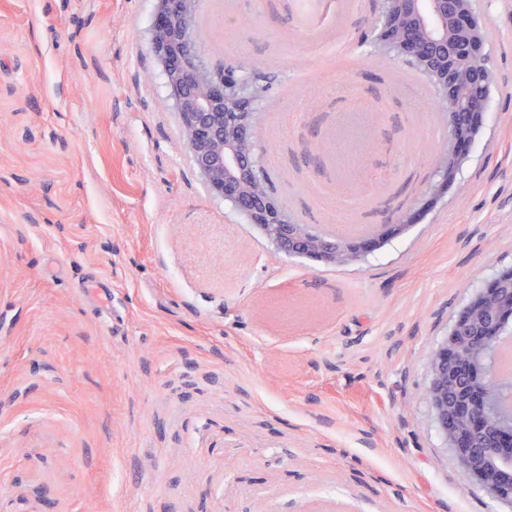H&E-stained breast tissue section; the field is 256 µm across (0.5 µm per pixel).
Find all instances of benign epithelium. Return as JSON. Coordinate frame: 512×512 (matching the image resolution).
Listing matches in <instances>:
<instances>
[{
    "label": "benign epithelium",
    "mask_w": 512,
    "mask_h": 512,
    "mask_svg": "<svg viewBox=\"0 0 512 512\" xmlns=\"http://www.w3.org/2000/svg\"><path fill=\"white\" fill-rule=\"evenodd\" d=\"M200 0H158L150 32L178 116L183 141L208 191L224 199L246 223L256 225L276 249L288 256L327 264H354L403 234L416 223L420 210H408L390 224H375L371 235L361 238L309 237L311 227L300 223L267 188L254 190L260 182V165L250 160L242 165L241 155L258 137L253 104L263 87L253 81L256 66L226 68L217 75L199 52ZM378 48L396 59L418 67L433 83L448 117L444 148L432 155L437 180L425 190V205L435 203L455 183L470 142L478 135L481 122L462 131L456 128V113L484 112V102L471 97L463 85V73L472 65L480 67L478 77L490 87L492 71L486 52L485 29L476 18L474 0H384L378 23ZM508 287L512 295V272L499 271L469 298L463 315L455 318L446 340L431 359V380L426 391L435 423L448 439L463 472L495 500L512 506V489L487 477L502 468L512 469V457L498 452L501 431L512 430V396L476 398L467 404L475 432L482 420L500 433L488 448H473L464 438L448 430V417L458 411L448 394L455 384L456 358L461 339L466 337L468 316L483 309ZM512 334V312L492 316L488 332L470 336L481 357L471 361L469 375H493L512 383V373L496 370L498 351L504 337Z\"/></svg>",
    "instance_id": "benign-epithelium-1"
}]
</instances>
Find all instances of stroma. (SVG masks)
<instances>
[{"label":"stroma","mask_w":512,"mask_h":512,"mask_svg":"<svg viewBox=\"0 0 512 512\" xmlns=\"http://www.w3.org/2000/svg\"><path fill=\"white\" fill-rule=\"evenodd\" d=\"M157 0H0V512H502L425 397L483 282L512 268V0H476L493 84L448 193L335 266L277 252L206 191L150 46ZM381 0L308 54L297 0H201L212 68L259 61L255 153L278 200L324 224L320 147L350 80L405 159L358 220L419 206L415 66L374 49ZM410 91H393L394 75ZM307 101L294 136L288 104Z\"/></svg>","instance_id":"1"}]
</instances>
